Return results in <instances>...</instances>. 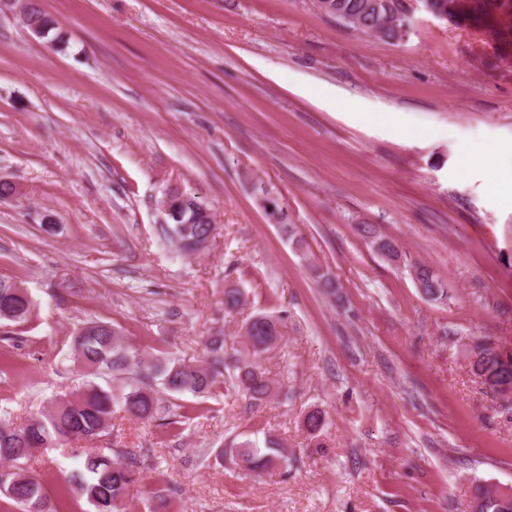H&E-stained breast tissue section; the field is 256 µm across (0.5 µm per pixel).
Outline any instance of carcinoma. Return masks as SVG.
Masks as SVG:
<instances>
[{
	"instance_id": "1",
	"label": "carcinoma",
	"mask_w": 512,
	"mask_h": 512,
	"mask_svg": "<svg viewBox=\"0 0 512 512\" xmlns=\"http://www.w3.org/2000/svg\"><path fill=\"white\" fill-rule=\"evenodd\" d=\"M336 8L329 15L362 34L387 40L405 36L406 0H333ZM512 0H475L464 25L484 31L497 58L512 57V22L500 21ZM22 23L40 28L42 38L62 50L67 44L58 23L38 4L28 0ZM255 199L267 216L275 209L281 215L278 226L287 237L295 236L294 225L288 223L283 210L266 185L254 187ZM170 223L162 226L163 235L185 254L198 251L197 243L215 230V225L200 211V202L188 197L168 214ZM364 236L373 248L393 260L399 256L394 242L373 233L362 225ZM413 277L420 292L428 299L448 298V285L425 264L413 265ZM0 321L20 324L32 314V301L17 282L0 278ZM277 318L258 314L244 327L246 351L224 350V339L211 337L206 344L207 366L186 365L161 352L144 357L132 350L120 332L111 324L87 320L71 338L70 351L75 363L84 366L89 379L80 390L65 393L52 400L43 411L31 415L22 425L0 424V461L12 463V469L0 471V495L13 502L20 512H56L49 505L45 485L24 464L41 448L68 442L93 441L109 435L112 415L120 408L144 425L177 429L188 410L178 403L190 394L208 396L215 385L240 393L258 403L266 400L273 386L262 369L260 359L279 342L281 333ZM472 367L486 385L494 389L512 385V355L499 345L480 340L474 343ZM119 380L120 392L114 394L97 383ZM325 424L324 412L315 409L304 419L306 430L315 434ZM235 463L249 471H268L275 466L274 455L258 448H231ZM139 455L133 448H85L80 455V468L72 476L75 493L94 508V512H125L130 485L138 474ZM472 512H512V494L507 495L482 485L476 487Z\"/></svg>"
}]
</instances>
